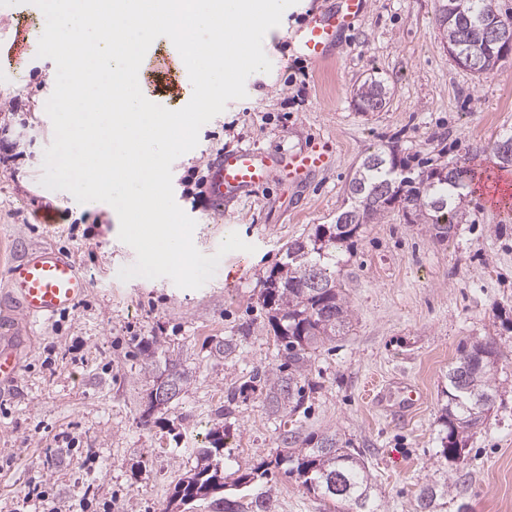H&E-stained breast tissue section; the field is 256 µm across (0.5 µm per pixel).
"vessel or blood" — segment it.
Listing matches in <instances>:
<instances>
[{"label": "vessel or blood", "mask_w": 512, "mask_h": 512, "mask_svg": "<svg viewBox=\"0 0 512 512\" xmlns=\"http://www.w3.org/2000/svg\"><path fill=\"white\" fill-rule=\"evenodd\" d=\"M367 11L368 0H332L293 36L292 47L311 62H326ZM332 163V155L316 144L299 152L259 146L224 152L210 168L207 195L221 210L249 202L260 190L282 181L306 186ZM487 191L498 202H512V176L494 174L488 180ZM88 287L89 280L76 259L50 245L11 263L7 288L12 308L0 314L1 387L14 385L19 378L18 344L27 325L72 309Z\"/></svg>", "instance_id": "obj_1"}]
</instances>
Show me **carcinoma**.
<instances>
[{"mask_svg":"<svg viewBox=\"0 0 512 512\" xmlns=\"http://www.w3.org/2000/svg\"><path fill=\"white\" fill-rule=\"evenodd\" d=\"M437 21L447 46L467 51L478 64L477 74L495 68L506 56L502 44L492 41L494 34L512 41V16L502 14L495 0H437ZM388 91L383 81L369 78L355 91L362 112H375L386 106ZM502 167H512L504 154L512 153V131L503 133L491 146ZM409 169L396 152L377 150L367 155L348 183L351 206L336 216L333 224H320L314 234L288 244L286 260L273 268L265 279L263 305L268 322L283 350L289 373L274 370L256 373L254 386L264 393L269 409L278 413L288 404L302 405V389H293L297 377L307 371L310 358L319 347L348 327L351 319L341 284L336 280L338 245L356 236L361 227L371 224L385 212L399 208L410 224H429L439 241L453 237L457 228L463 191L475 179L474 168L466 163H446L423 168L414 176H401L393 167ZM496 343H462L448 364L447 404L443 421L447 427L441 437V456L456 460L463 453L458 436L484 421L494 407L497 390L487 376L500 359ZM189 375L179 360L168 359L165 370L154 381L143 422L158 406L176 398ZM164 398L154 402V395ZM210 447L197 449L198 464L175 486L168 505L179 509L197 501H209L215 512H272L273 497L266 491L249 500L223 495L226 486L221 452L224 427L207 435ZM307 448L288 456L290 472L303 478L308 490L348 505V512H378L373 484L363 455L351 453L339 444L334 434L310 436ZM342 480V493L330 491L333 477ZM448 496V484L424 487L418 497L420 512H434Z\"/></svg>","mask_w":512,"mask_h":512,"instance_id":"obj_1","label":"carcinoma"}]
</instances>
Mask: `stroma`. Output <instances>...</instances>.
Masks as SVG:
<instances>
[{
	"mask_svg": "<svg viewBox=\"0 0 512 512\" xmlns=\"http://www.w3.org/2000/svg\"><path fill=\"white\" fill-rule=\"evenodd\" d=\"M327 4L297 0L285 10L269 32L280 44L271 71L249 76L246 98L229 101L172 165L174 198L196 222L201 253L214 254L233 232L255 247L230 286L220 273L197 290L167 278L121 281L119 270L136 254L119 240L112 207L89 208L40 183L54 137L45 111L54 62L21 60L0 80V307L8 303L9 264L43 244L74 257L90 281L74 308L31 326L21 378L0 391V512H164L217 422L225 472L268 465L245 491H271L273 512H347L273 467L283 429L302 439L331 433L361 452L380 512H416L421 488L436 483L448 486L446 512L460 503L471 512H512V210L482 191L467 190L466 221L450 240L436 241L428 225L392 211L340 252L352 326L313 353L306 379L315 389L296 413H270L263 395L245 386L253 371L284 362L262 303L265 277L290 242L335 222L368 153L392 148L415 164L476 153L491 173L498 164L485 149L512 130V57L480 76L459 68L443 47L436 0H369L338 58L317 66L288 42ZM370 76L384 81L390 98L380 111L361 112L353 93ZM317 142L335 164L300 192L273 185L218 213L186 183L191 172L207 174L223 150ZM490 338L502 353L492 375L495 406L468 434L464 462L446 461L438 451L448 365L461 343ZM225 339L237 345L229 359L214 351ZM169 358L192 379L142 425ZM372 384L384 389L386 406L370 401ZM409 387L421 399L401 419L393 409ZM231 393V412L217 417Z\"/></svg>",
	"mask_w": 512,
	"mask_h": 512,
	"instance_id": "35a3bbf8",
	"label": "stroma"
}]
</instances>
